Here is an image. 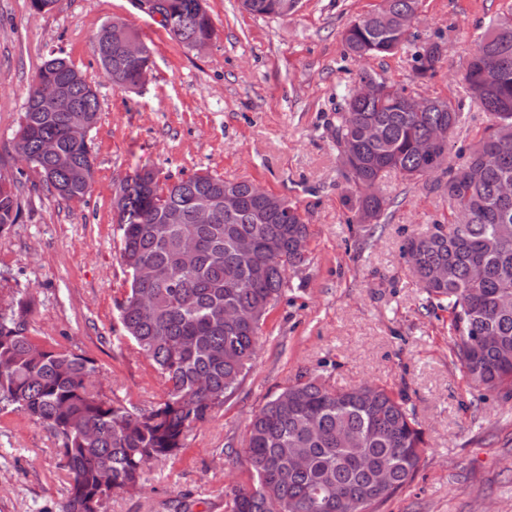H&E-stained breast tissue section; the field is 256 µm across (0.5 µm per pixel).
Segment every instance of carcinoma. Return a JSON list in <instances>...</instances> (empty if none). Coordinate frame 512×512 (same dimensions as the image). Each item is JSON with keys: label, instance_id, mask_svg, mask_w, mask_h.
<instances>
[{"label": "carcinoma", "instance_id": "1", "mask_svg": "<svg viewBox=\"0 0 512 512\" xmlns=\"http://www.w3.org/2000/svg\"><path fill=\"white\" fill-rule=\"evenodd\" d=\"M295 0H241L256 16L284 17ZM419 0H389L388 18L372 12L351 22L347 51L358 58L394 55L406 49L409 30L399 21L415 13ZM170 21L161 23L182 45L214 35L205 0H166ZM444 50L439 41L415 51L418 77L427 81ZM94 53L112 83L127 87L142 67L125 58L121 33L102 26ZM378 79L381 92L356 98L348 89L328 123L344 177L361 191L364 182L390 172L408 180L436 172L454 220L435 223L407 240L413 274L430 306L448 312V334L469 385L512 396V13L497 17L470 53L465 90L488 120L477 143L460 162H448L449 144L427 157L419 145L439 126L449 132L465 116L448 100L430 112L407 110L406 87ZM57 84L68 85L76 112H52L47 99ZM96 93L61 56L47 59L28 91L13 143L20 161L40 175L45 189L81 200L92 189L95 158L89 129L98 120ZM53 140L70 160L60 167L41 150ZM117 210L121 261L127 273L149 270L146 280L129 278L116 301V318L127 339L150 361L164 386L160 402L136 409L95 389L96 361L85 353L58 350L30 336L35 303L25 290L0 307V413L22 415L48 429L67 468L66 496L59 512H107L121 493L140 490L149 465L177 458L187 434L224 404L252 366L270 308L284 293L288 272L306 260L309 227L297 204L268 194L253 195L252 182L226 181L209 171L171 180L142 168L125 178ZM229 190L238 208L213 224L194 221L196 204ZM385 199L359 198L360 219L379 221ZM176 217L163 224V217ZM17 187L0 181V232L18 223ZM249 238L250 252L237 242ZM197 243L190 263L184 244ZM259 307L254 324L224 321V309ZM288 399L267 402L250 420L247 446L250 482L225 493L227 512H372L405 488L424 453L422 431L400 395L376 385L333 389L318 377L285 389ZM305 460L302 469L292 459ZM389 483L377 486L378 472Z\"/></svg>", "mask_w": 512, "mask_h": 512}]
</instances>
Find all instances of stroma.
Listing matches in <instances>:
<instances>
[{"label": "stroma", "mask_w": 512, "mask_h": 512, "mask_svg": "<svg viewBox=\"0 0 512 512\" xmlns=\"http://www.w3.org/2000/svg\"><path fill=\"white\" fill-rule=\"evenodd\" d=\"M378 5L301 0L294 14L272 18L239 0H206L215 35L191 50L132 0H59L40 15L30 0H0V178L18 181L21 203L19 222L0 233V303L26 290L36 303L32 335L96 360L109 398L146 409L163 397L116 319L129 286L113 209L118 179L145 166L177 179L207 170L296 202L309 225L306 261L269 311L253 368L178 458L151 465L144 488L113 497L108 512H226L228 487L249 480L252 415L303 376L402 394L422 429L413 482L375 512H512V399L468 387L448 314L428 307L404 255L408 237L449 218L448 201L433 179L390 174L378 187L389 203L380 224L354 223L356 196L327 133L363 67L426 96L462 97L467 49L491 19L512 12V0H421L415 45L441 38L447 47L426 82L407 53L364 64L345 56L347 25ZM115 18L151 49V73L136 90L106 78L93 51ZM53 54L99 101L95 182L81 201L46 191L13 151L29 87ZM65 487L49 432L0 414V512H57Z\"/></svg>", "instance_id": "obj_1"}]
</instances>
